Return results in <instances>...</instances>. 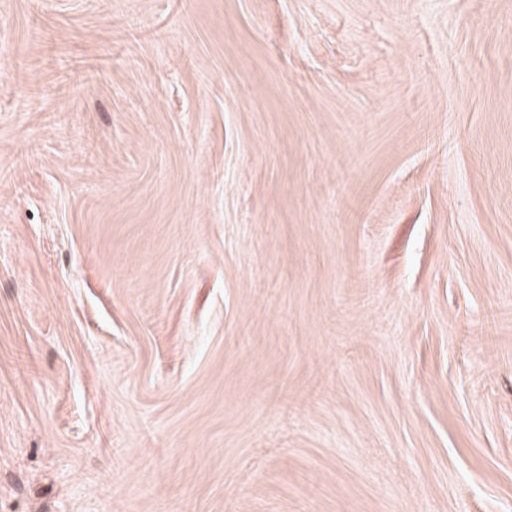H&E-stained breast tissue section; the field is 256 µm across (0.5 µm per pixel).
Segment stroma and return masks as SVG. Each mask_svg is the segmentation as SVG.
Returning <instances> with one entry per match:
<instances>
[{"label":"stroma","instance_id":"obj_1","mask_svg":"<svg viewBox=\"0 0 512 512\" xmlns=\"http://www.w3.org/2000/svg\"><path fill=\"white\" fill-rule=\"evenodd\" d=\"M0 512H512V0H0Z\"/></svg>","mask_w":512,"mask_h":512}]
</instances>
